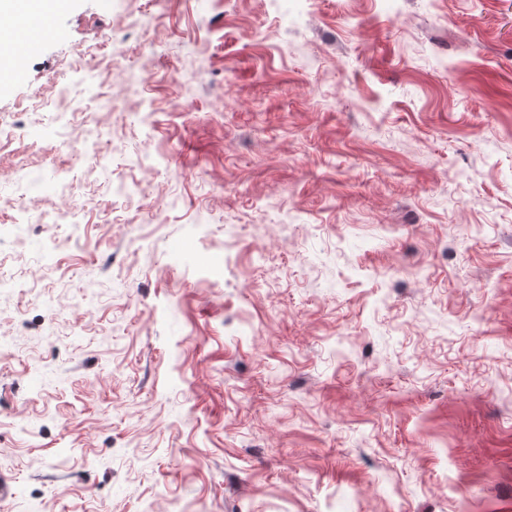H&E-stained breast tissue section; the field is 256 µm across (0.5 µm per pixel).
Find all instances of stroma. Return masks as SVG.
I'll return each instance as SVG.
<instances>
[{"instance_id": "obj_1", "label": "stroma", "mask_w": 512, "mask_h": 512, "mask_svg": "<svg viewBox=\"0 0 512 512\" xmlns=\"http://www.w3.org/2000/svg\"><path fill=\"white\" fill-rule=\"evenodd\" d=\"M0 84V512H512V0H66Z\"/></svg>"}]
</instances>
